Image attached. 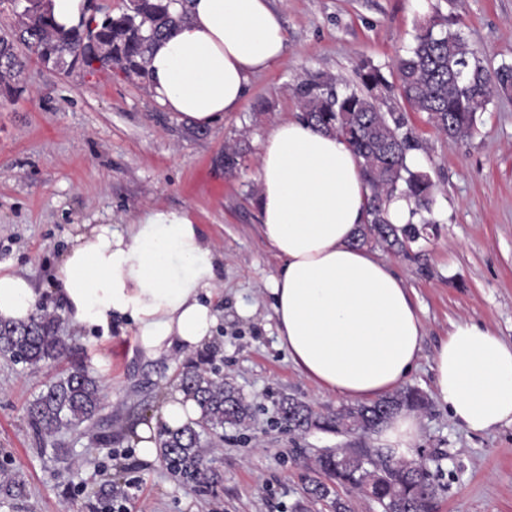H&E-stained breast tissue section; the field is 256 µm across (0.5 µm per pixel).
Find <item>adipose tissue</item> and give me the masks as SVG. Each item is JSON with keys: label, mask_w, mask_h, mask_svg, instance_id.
Here are the masks:
<instances>
[{"label": "adipose tissue", "mask_w": 512, "mask_h": 512, "mask_svg": "<svg viewBox=\"0 0 512 512\" xmlns=\"http://www.w3.org/2000/svg\"><path fill=\"white\" fill-rule=\"evenodd\" d=\"M287 35L271 0H190L174 33L148 55L149 92L165 111L207 127L240 111L251 78L277 65ZM262 231L284 265L271 282L277 339L293 366L326 393L354 401L384 397L421 357L424 324L390 263L355 245L368 189L339 136L300 119L280 121L258 159ZM219 257L185 212L142 211L129 224H97L73 236L57 268V294L80 331L109 335L132 322L153 359L203 346L219 324L211 303ZM39 293L23 274L0 269V321L26 323ZM437 394L452 419L482 433L512 424V344L476 322L456 324L433 357ZM201 406L172 391L160 416L132 442L141 460L160 453L158 427L200 420ZM419 419L401 412L378 434L410 457Z\"/></svg>", "instance_id": "obj_1"}]
</instances>
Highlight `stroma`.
<instances>
[{
	"mask_svg": "<svg viewBox=\"0 0 512 512\" xmlns=\"http://www.w3.org/2000/svg\"><path fill=\"white\" fill-rule=\"evenodd\" d=\"M288 49L255 76L238 112L197 127L163 111L147 82L117 69L63 73L30 60L11 99L0 97V264L26 273L41 308L58 315L71 350L35 369L0 355V476L25 483L0 496V512H333L308 490L327 448H374L376 436L294 431L275 413L293 397L327 413L343 406L302 376L280 348L269 286L282 262L262 232L257 164L274 125L300 115L298 84L357 83L361 62L380 68L386 107L406 114L412 170L433 184L436 223L407 252L381 250L410 290L425 325L422 356L406 384L426 399L416 456L441 457L428 512H512V425L473 433L438 399L433 357L452 325L475 321L512 343V91L497 92L472 135L451 143L426 114L409 111L392 64L421 23L456 20L485 65L512 64V0H272ZM241 162L224 172V149ZM190 212L201 236L224 254L213 298L223 310L215 338L190 359L145 356L132 323L88 336L62 317L56 264L85 224H127L144 209ZM219 374L253 407L248 424L202 432L206 471L184 481L164 459L138 461L137 424L179 387L188 363ZM83 367L101 382L92 421L36 433L26 407L59 374Z\"/></svg>",
	"mask_w": 512,
	"mask_h": 512,
	"instance_id": "1",
	"label": "stroma"
}]
</instances>
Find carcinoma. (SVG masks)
<instances>
[{
  "label": "carcinoma",
  "mask_w": 512,
  "mask_h": 512,
  "mask_svg": "<svg viewBox=\"0 0 512 512\" xmlns=\"http://www.w3.org/2000/svg\"><path fill=\"white\" fill-rule=\"evenodd\" d=\"M17 24L0 31V96L13 97L11 80L23 67L17 48L22 45L42 65L67 71L77 66L112 67L148 79L147 55L154 41L168 37L182 18L173 5L187 0H129L117 14L64 29L51 18L49 0H21ZM400 96L414 112H425L436 130L451 142L470 136L476 115L486 110L495 92L512 88V64L492 69L483 64L479 51L458 31L448 29V19L436 17L421 26L413 44L394 64ZM356 76L360 87L340 93L330 78L303 83L299 88L302 117L314 128L343 138L361 167L370 195L367 223L360 225L354 242L403 251L418 239L424 225L434 223L433 182L428 174L413 171L407 154L413 139L403 131L404 114L383 111L374 90L386 85L380 69L361 65ZM396 195L413 200L415 224L397 227L386 214V202ZM69 350L58 334L57 317L41 312L27 323L0 322V354L33 368L56 361ZM182 386L192 393L204 411L202 426L212 430L224 425H244L251 405L230 384L195 370L184 372ZM103 392L98 380L78 367L47 386L26 407L30 426L51 434L76 428L99 412ZM425 399L414 388L403 389L370 404L343 406L330 414H316L303 401L284 397L278 419L291 429L315 427L325 432L361 437L379 430L400 411H417ZM161 454L171 470L187 480L204 471L200 432L192 425L166 433ZM315 467L336 481L375 501L382 512H427L436 488L427 462L396 463L390 450L338 448L323 452Z\"/></svg>",
  "instance_id": "1"
}]
</instances>
